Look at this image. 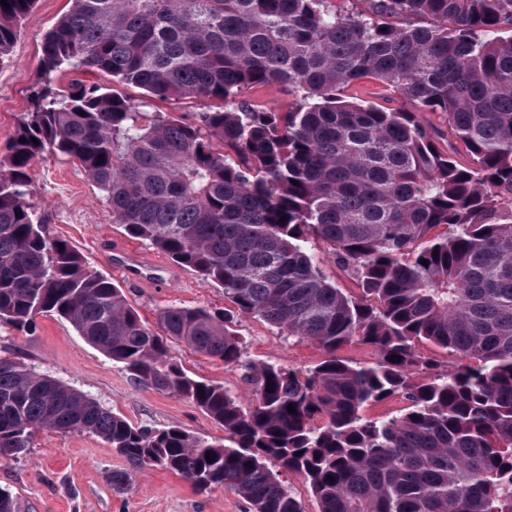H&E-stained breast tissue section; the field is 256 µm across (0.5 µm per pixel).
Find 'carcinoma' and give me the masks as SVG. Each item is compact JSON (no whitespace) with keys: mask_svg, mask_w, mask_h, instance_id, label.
<instances>
[{"mask_svg":"<svg viewBox=\"0 0 512 512\" xmlns=\"http://www.w3.org/2000/svg\"><path fill=\"white\" fill-rule=\"evenodd\" d=\"M35 2L0 3L1 61ZM369 4L370 15L336 0H71L0 159V324L65 319L137 383L202 408L224 442L137 427L0 357V461L25 453L35 429L88 432L126 462L112 473L120 491L160 467L200 493L235 492L249 512H304L288 471L320 512H512V36L498 35L512 0ZM67 68L206 109L193 123L147 120L112 89L58 90ZM366 77L402 105L345 95ZM271 83L296 107L242 100ZM47 155L77 161L112 223L222 286L233 308L171 307L162 332L147 327L121 289L43 234L27 170ZM313 242L358 294L324 277ZM243 316L323 357L305 369L249 358L231 328ZM174 342L236 368L248 401L188 375ZM354 343L374 360L339 356ZM393 397L399 413L365 414ZM285 485L292 489L301 499L305 512H319L318 503L311 494L303 479L295 473H287L281 476Z\"/></svg>","mask_w":512,"mask_h":512,"instance_id":"carcinoma-1","label":"carcinoma"}]
</instances>
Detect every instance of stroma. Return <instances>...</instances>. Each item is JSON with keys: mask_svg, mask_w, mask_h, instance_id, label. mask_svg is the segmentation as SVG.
<instances>
[{"mask_svg": "<svg viewBox=\"0 0 512 512\" xmlns=\"http://www.w3.org/2000/svg\"><path fill=\"white\" fill-rule=\"evenodd\" d=\"M68 8V0H37L9 59L0 63V157L5 156L20 118L32 108V94L41 80L43 36ZM76 79L146 101L154 118L188 122L203 109L194 100L145 98L142 90L113 84L111 77L100 73L67 69L56 75L55 84L65 88ZM28 177V199L42 220L44 234L66 241L91 269L110 277L150 328H157L161 313L172 306L230 308L223 287L204 281L113 223L102 192L78 163L47 156L29 167ZM121 248L139 252L152 277L134 280L120 273L114 259ZM235 331L255 360L307 367L322 356L314 344L286 339L252 316L240 318ZM171 354L189 375L243 392L239 372L222 361L177 344ZM0 357L62 380L133 425L158 429L176 425L211 442L224 439L223 427L196 405L135 383L119 364L56 315H37L33 329L26 331L0 325ZM124 466L111 444L97 435L38 430L30 437L26 455L0 461V488L12 492L17 512H248L246 502L234 492L216 488L200 493L179 476L156 467L139 472L131 490L119 493L110 476Z\"/></svg>", "mask_w": 512, "mask_h": 512, "instance_id": "1", "label": "stroma"}]
</instances>
